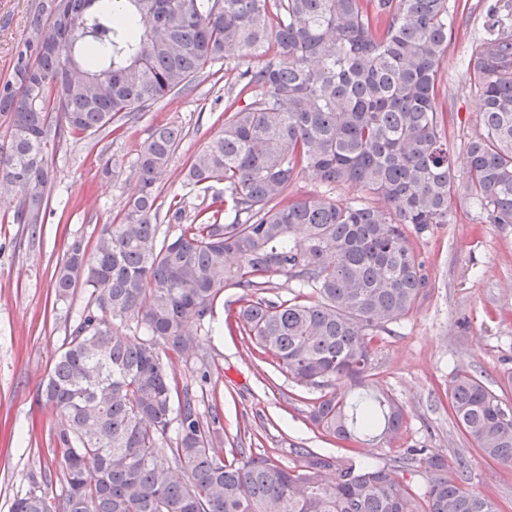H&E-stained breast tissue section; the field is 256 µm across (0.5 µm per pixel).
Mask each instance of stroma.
Wrapping results in <instances>:
<instances>
[{
    "mask_svg": "<svg viewBox=\"0 0 512 512\" xmlns=\"http://www.w3.org/2000/svg\"><path fill=\"white\" fill-rule=\"evenodd\" d=\"M37 0H0V81L10 79L17 43L27 31ZM454 37L445 57L447 76L439 98L448 105V146L463 160L479 129L477 98L465 76L471 47L482 34L484 0H449ZM251 61L232 62L223 79L198 74L189 90L163 98L136 122L80 139L50 142V203L42 232L30 235L12 221L16 197L0 198V512L29 492L56 501L61 457L50 444L58 417L44 405L41 384L69 335L88 294L75 289L58 298L54 273L68 246L94 243L138 187L135 160L155 126L178 128L183 139L160 184L162 197L188 193L183 169L222 128L227 90ZM293 199L317 197L357 203L363 192L304 175L289 189ZM426 262L431 291L412 313L376 343V379L406 408L399 445L345 441L325 435L308 418L316 390L299 385L272 365L238 331L225 324L224 291L204 321L203 361L170 356L180 382L198 387L201 372L210 397L224 413L227 437H241L246 451L293 464L301 445L339 458L357 452L367 462L392 464L399 448L425 447L447 459L470 462L468 486L512 512V467L485 460L463 434L446 392L454 370L477 375L512 401V224L485 223L465 189L452 200L448 223L434 225L415 241Z\"/></svg>",
    "mask_w": 512,
    "mask_h": 512,
    "instance_id": "1",
    "label": "stroma"
}]
</instances>
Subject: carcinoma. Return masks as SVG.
<instances>
[{"label":"carcinoma","mask_w":512,"mask_h":512,"mask_svg":"<svg viewBox=\"0 0 512 512\" xmlns=\"http://www.w3.org/2000/svg\"><path fill=\"white\" fill-rule=\"evenodd\" d=\"M448 17V0H39L0 84V187L20 199L14 223L33 230L50 198L48 141L146 112L217 62L258 60L238 74L245 104L224 107L222 129L189 161L197 201L159 200L181 131L158 126L136 160L138 192L92 251L73 242L56 270L58 296L84 286L88 301L43 386L62 418L55 512H499L466 487L464 457L451 467L406 448L381 467L296 446L287 466L226 449L218 407L201 411L204 395L163 360L200 358L193 324L238 288L241 334L320 390L314 426L399 441L406 409L375 381L374 340L429 287L411 236L450 215L457 175L438 101ZM44 29L54 52L37 39ZM482 29L465 188L486 223L512 224V0H489ZM71 63L83 84L67 78ZM306 174L383 205L288 199ZM275 275L313 296L267 299ZM342 380L349 390L336 389ZM448 395L481 455L511 465L512 403L464 370ZM416 463L418 490L403 475ZM10 512L50 508L31 493Z\"/></svg>","instance_id":"obj_1"}]
</instances>
